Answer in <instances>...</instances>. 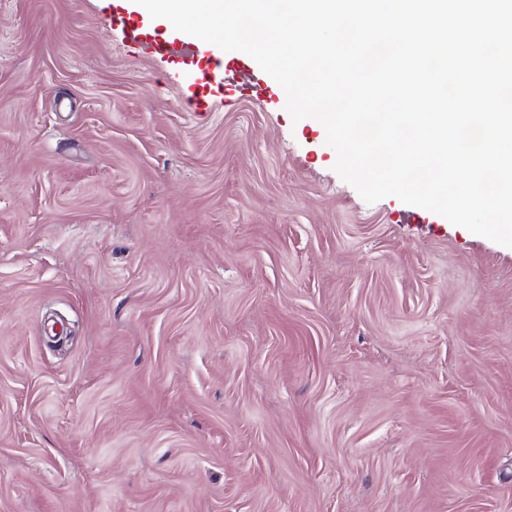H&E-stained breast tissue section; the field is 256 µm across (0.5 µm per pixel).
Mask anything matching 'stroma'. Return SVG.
<instances>
[{
	"instance_id": "obj_1",
	"label": "stroma",
	"mask_w": 512,
	"mask_h": 512,
	"mask_svg": "<svg viewBox=\"0 0 512 512\" xmlns=\"http://www.w3.org/2000/svg\"><path fill=\"white\" fill-rule=\"evenodd\" d=\"M131 2L0 0V512H512V248Z\"/></svg>"
}]
</instances>
